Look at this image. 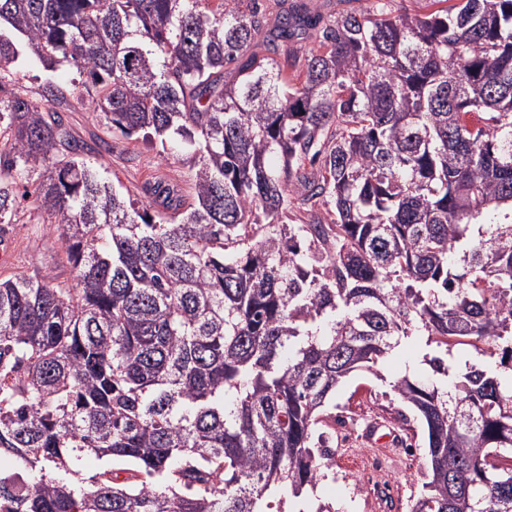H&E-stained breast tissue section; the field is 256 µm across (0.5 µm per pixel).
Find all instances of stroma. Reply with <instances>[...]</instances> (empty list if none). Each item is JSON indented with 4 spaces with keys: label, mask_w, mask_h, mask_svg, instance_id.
Masks as SVG:
<instances>
[{
    "label": "stroma",
    "mask_w": 512,
    "mask_h": 512,
    "mask_svg": "<svg viewBox=\"0 0 512 512\" xmlns=\"http://www.w3.org/2000/svg\"><path fill=\"white\" fill-rule=\"evenodd\" d=\"M66 118L74 135L89 146L88 159H95L100 141L110 150L103 157L112 182L145 198L150 185L158 182L178 184L185 202L193 200V181L188 155L178 152L166 157L142 141L112 133L95 113L72 104ZM12 249L0 259V280L14 279L34 272L50 273L60 284H72L74 271L68 264L61 242L44 213L33 200L23 201L16 224L9 227ZM425 347L415 342L402 347L377 367L376 373H362L344 384L326 409L329 416L347 420L346 432L333 435L335 461L320 481L316 496L309 502L311 512L318 506L333 505L336 512H409L412 499L421 490L420 471L424 459L423 441L415 428L403 419L405 406L394 394L391 384L405 369L424 376L430 371L423 362ZM382 423L384 432L400 435L404 450L398 454L384 479L392 484L393 495L381 500L373 495L360 474L368 459L367 424Z\"/></svg>",
    "instance_id": "35a3bbf8"
}]
</instances>
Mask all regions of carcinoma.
<instances>
[{
  "instance_id": "cac0c4a2",
  "label": "carcinoma",
  "mask_w": 512,
  "mask_h": 512,
  "mask_svg": "<svg viewBox=\"0 0 512 512\" xmlns=\"http://www.w3.org/2000/svg\"><path fill=\"white\" fill-rule=\"evenodd\" d=\"M278 2L0 0V224L34 198L75 272L0 281V512H284L339 385L415 338L410 512H512V0ZM69 95L188 152L194 202L116 188ZM312 1L314 6L318 7V10L325 17H334L339 16L340 14H345L347 12H351L354 10H358L361 5H365L367 2L364 1H353V0H305Z\"/></svg>"
}]
</instances>
